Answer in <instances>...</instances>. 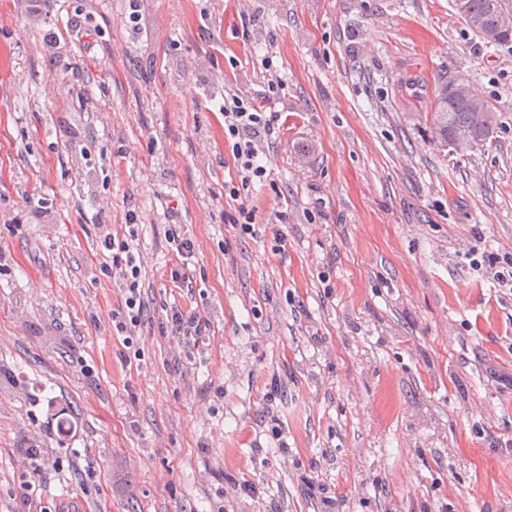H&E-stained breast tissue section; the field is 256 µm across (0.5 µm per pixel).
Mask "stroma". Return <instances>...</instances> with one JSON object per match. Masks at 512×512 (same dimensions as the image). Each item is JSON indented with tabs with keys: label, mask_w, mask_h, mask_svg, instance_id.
<instances>
[{
	"label": "stroma",
	"mask_w": 512,
	"mask_h": 512,
	"mask_svg": "<svg viewBox=\"0 0 512 512\" xmlns=\"http://www.w3.org/2000/svg\"><path fill=\"white\" fill-rule=\"evenodd\" d=\"M129 13L0 0V512L67 493L84 512H512V288L493 278L512 259V48L450 0ZM268 58L288 121L245 235L219 106L262 89ZM449 80L498 112L484 149L437 139ZM131 211L132 361L99 270L103 225ZM174 303L210 320L204 344L159 334ZM172 241L176 247V253L181 258L172 263V267L170 268V278L172 282L179 283L182 287L193 288L192 281H190L189 277L186 275L183 270L188 266V259L192 258L194 255V242L189 238H180L178 234L172 237Z\"/></svg>",
	"instance_id": "35a3bbf8"
}]
</instances>
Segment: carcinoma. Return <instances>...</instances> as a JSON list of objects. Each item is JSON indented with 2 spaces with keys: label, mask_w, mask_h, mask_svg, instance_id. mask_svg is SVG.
Masks as SVG:
<instances>
[{
  "label": "carcinoma",
  "mask_w": 512,
  "mask_h": 512,
  "mask_svg": "<svg viewBox=\"0 0 512 512\" xmlns=\"http://www.w3.org/2000/svg\"><path fill=\"white\" fill-rule=\"evenodd\" d=\"M461 18L465 23L481 21L494 29L495 18L503 11L502 0H464ZM448 84H443L435 100L432 121L435 132L444 145L455 151H475L491 141L499 125V115L489 106L474 111L469 101L445 95Z\"/></svg>",
  "instance_id": "1"
}]
</instances>
